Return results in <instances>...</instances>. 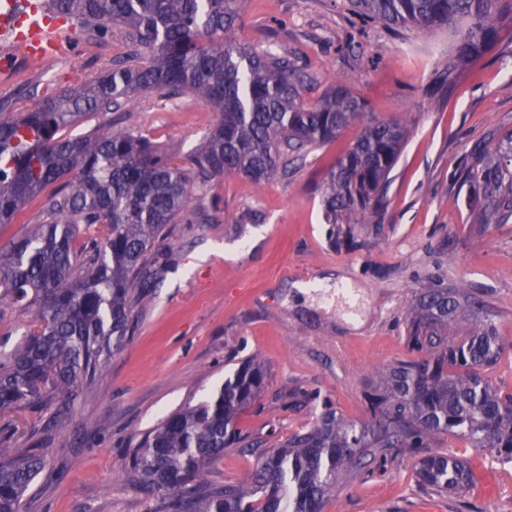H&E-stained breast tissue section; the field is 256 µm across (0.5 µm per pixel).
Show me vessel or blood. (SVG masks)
<instances>
[{
  "instance_id": "obj_1",
  "label": "vessel or blood",
  "mask_w": 512,
  "mask_h": 512,
  "mask_svg": "<svg viewBox=\"0 0 512 512\" xmlns=\"http://www.w3.org/2000/svg\"><path fill=\"white\" fill-rule=\"evenodd\" d=\"M70 23L54 18L47 0H0V32L29 55L56 54L62 33Z\"/></svg>"
}]
</instances>
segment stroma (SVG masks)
Returning <instances> with one entry per match:
<instances>
[{
  "mask_svg": "<svg viewBox=\"0 0 512 512\" xmlns=\"http://www.w3.org/2000/svg\"><path fill=\"white\" fill-rule=\"evenodd\" d=\"M235 40L288 55L316 90L350 72L367 113L403 118L408 137L390 174L374 224H331L322 189L359 133L338 138L265 182L227 175L193 201L198 217L175 225L169 262L152 300L137 311L133 335L103 363L67 419L49 427L51 410L0 414L15 421L17 447L39 441L52 478L38 477L24 512H151L126 473L125 450L187 400L208 399L245 360L268 380L237 427L268 448L311 425L324 407L367 421L368 395L386 366L410 357L405 317L419 289L467 283L493 314L510 347L493 382L512 392V223L478 228L458 181L471 147L512 128V27L430 96L453 29L391 33L362 23L346 0H242ZM0 71V102L31 108L27 87L68 89L130 52L121 27L103 41ZM212 106L191 94L172 100L145 92L122 112L92 124L149 136L188 155L214 123ZM439 451L465 460L472 485L442 495L418 485L414 455L372 464L343 480L324 512H512V462L447 437Z\"/></svg>",
  "mask_w": 512,
  "mask_h": 512,
  "instance_id": "35a3bbf8",
  "label": "stroma"
}]
</instances>
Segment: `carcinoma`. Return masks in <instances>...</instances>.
Listing matches in <instances>:
<instances>
[{"instance_id": "carcinoma-1", "label": "carcinoma", "mask_w": 512, "mask_h": 512, "mask_svg": "<svg viewBox=\"0 0 512 512\" xmlns=\"http://www.w3.org/2000/svg\"><path fill=\"white\" fill-rule=\"evenodd\" d=\"M86 37L101 40L122 26L138 46L112 68L72 90L18 112L0 103V225L51 189L48 219L0 249V318L35 308L32 324L0 353V411L60 403L67 415L105 358L132 335L135 311L150 301L162 272L171 225L196 217L190 200L210 180L234 173L254 182L288 168V157L327 145L364 116L354 78L343 74L317 97L312 79L287 56L240 46L230 32L240 0H48ZM363 21L397 31L458 30L456 53L443 60L444 86L480 58L512 20V0H347ZM152 91L193 93L217 111L192 152L193 172L147 136L78 127L118 112ZM407 138L397 119L363 123L324 186L326 220L373 224ZM460 178L475 223L512 222V130L470 150ZM84 225L76 242L74 225ZM406 340L421 358L398 360L369 396V418L323 411L307 431L266 448L247 482L212 483L210 467L241 446L239 414L265 387L267 368L251 359L217 394L163 416L130 449L128 474L152 512H323L339 481L378 459L418 454L417 483L458 494L473 481L465 461L434 450L456 436L512 462V393L490 371L505 343L483 301L461 284L427 285L415 295ZM18 428L0 427V512H20L29 485L45 469L32 445H13Z\"/></svg>"}]
</instances>
